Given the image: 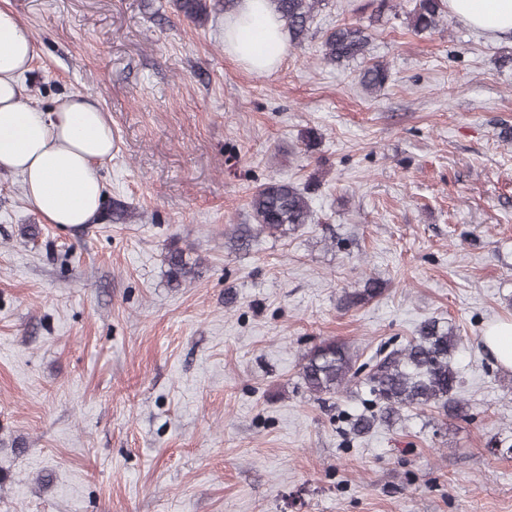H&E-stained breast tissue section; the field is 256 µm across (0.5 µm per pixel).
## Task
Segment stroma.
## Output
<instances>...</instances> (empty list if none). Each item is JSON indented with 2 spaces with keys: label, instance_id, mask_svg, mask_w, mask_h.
I'll return each instance as SVG.
<instances>
[{
  "label": "stroma",
  "instance_id": "stroma-1",
  "mask_svg": "<svg viewBox=\"0 0 512 512\" xmlns=\"http://www.w3.org/2000/svg\"><path fill=\"white\" fill-rule=\"evenodd\" d=\"M322 0L312 36L270 74L224 51L173 0H0L39 52L29 105L95 98L115 148L99 223L43 222L0 173V512H512V370L484 350L512 320V37L410 0ZM371 27L384 89L326 63L337 24ZM276 178L309 188L314 223L232 235ZM40 229L28 238L27 225ZM200 275L170 284V245ZM382 297L344 309L366 278ZM455 327L467 418L403 412L356 438L357 394L316 400V342L369 361L425 319ZM413 2L409 13L413 30L424 32L436 29L446 13L443 0H414Z\"/></svg>",
  "mask_w": 512,
  "mask_h": 512
}]
</instances>
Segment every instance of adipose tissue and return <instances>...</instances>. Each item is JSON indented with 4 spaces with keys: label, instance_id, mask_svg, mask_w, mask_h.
Returning a JSON list of instances; mask_svg holds the SVG:
<instances>
[{
    "label": "adipose tissue",
    "instance_id": "obj_1",
    "mask_svg": "<svg viewBox=\"0 0 512 512\" xmlns=\"http://www.w3.org/2000/svg\"><path fill=\"white\" fill-rule=\"evenodd\" d=\"M446 7L487 35H512V0H446ZM224 50L257 72L279 63L286 32L270 0H238L224 19ZM37 52L28 29L0 9V172L22 176L26 198L45 222L63 228L97 223L99 168L112 157V123L79 94L49 110L26 105L22 78Z\"/></svg>",
    "mask_w": 512,
    "mask_h": 512
}]
</instances>
